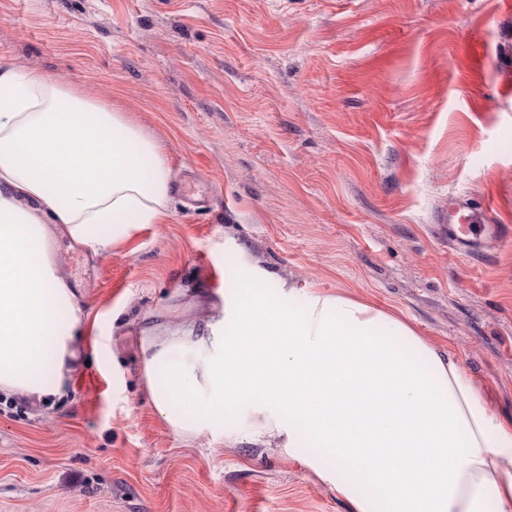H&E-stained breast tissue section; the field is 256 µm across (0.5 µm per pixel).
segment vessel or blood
Wrapping results in <instances>:
<instances>
[{
  "label": "vessel or blood",
  "instance_id": "1",
  "mask_svg": "<svg viewBox=\"0 0 512 512\" xmlns=\"http://www.w3.org/2000/svg\"><path fill=\"white\" fill-rule=\"evenodd\" d=\"M438 222L449 241L465 256L482 254L490 243L512 240L511 230L494 223L488 211L473 207L460 194L449 195L448 204L441 210Z\"/></svg>",
  "mask_w": 512,
  "mask_h": 512
}]
</instances>
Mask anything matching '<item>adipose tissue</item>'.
<instances>
[{
	"instance_id": "1",
	"label": "adipose tissue",
	"mask_w": 512,
	"mask_h": 512,
	"mask_svg": "<svg viewBox=\"0 0 512 512\" xmlns=\"http://www.w3.org/2000/svg\"><path fill=\"white\" fill-rule=\"evenodd\" d=\"M162 145L70 82L0 70V392L62 396L74 296L53 224L103 252L169 213ZM158 413L188 431L247 402L351 512H512V417L401 315L345 293L243 281L210 336L172 337Z\"/></svg>"
}]
</instances>
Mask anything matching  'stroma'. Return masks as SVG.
<instances>
[{
  "instance_id": "35a3bbf8",
  "label": "stroma",
  "mask_w": 512,
  "mask_h": 512,
  "mask_svg": "<svg viewBox=\"0 0 512 512\" xmlns=\"http://www.w3.org/2000/svg\"><path fill=\"white\" fill-rule=\"evenodd\" d=\"M8 67L123 107L173 186L107 251L53 234L78 359L66 400L0 410V512H349L246 406L187 432L155 408L152 355L242 277L401 312L512 414V246L465 258L436 223L454 192L512 225L505 0H0Z\"/></svg>"
}]
</instances>
